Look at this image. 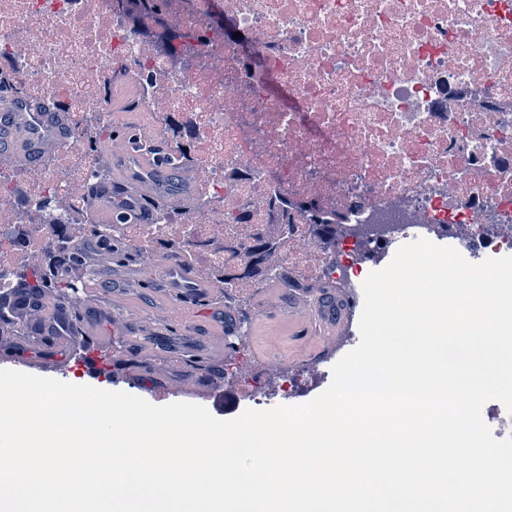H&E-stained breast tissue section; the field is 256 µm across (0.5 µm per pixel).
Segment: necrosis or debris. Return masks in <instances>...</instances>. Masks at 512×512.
Masks as SVG:
<instances>
[{"label": "necrosis or debris", "instance_id": "obj_1", "mask_svg": "<svg viewBox=\"0 0 512 512\" xmlns=\"http://www.w3.org/2000/svg\"><path fill=\"white\" fill-rule=\"evenodd\" d=\"M0 71L70 116L48 162L0 159V295L76 229L242 291L350 282L400 236L512 255V0H0ZM129 98L210 192L179 223L84 203Z\"/></svg>", "mask_w": 512, "mask_h": 512}]
</instances>
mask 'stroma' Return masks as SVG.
I'll list each match as a JSON object with an SVG mask.
<instances>
[{"mask_svg": "<svg viewBox=\"0 0 512 512\" xmlns=\"http://www.w3.org/2000/svg\"><path fill=\"white\" fill-rule=\"evenodd\" d=\"M85 269L95 272L94 285L78 289L75 299L67 300L69 313L63 318L64 329L51 336L34 337L18 334L16 326L0 322V358L19 361L30 355L51 354L55 362L49 378L79 384L83 377L75 361L87 333L110 327L115 332L112 369L97 381L99 389L123 391L155 405L199 404L220 420L235 418L252 407L257 398L267 409L284 405V398L276 395L274 387L283 371L295 368L302 344L288 320V304L283 296L272 295L265 287L244 294L250 319L243 333L238 337L225 333L216 342L202 331L182 334L179 327L183 320L209 309L223 313V289L199 295L188 305L162 303L159 269L146 268L138 257L132 256L126 269L149 278L152 285L128 291L133 307L118 320L108 316L105 307L121 287V269L112 264L108 255L92 248L86 251ZM257 360L269 364L266 386L254 387L249 398H227L225 371L245 375L249 363Z\"/></svg>", "mask_w": 512, "mask_h": 512, "instance_id": "35a3bbf8", "label": "stroma"}]
</instances>
